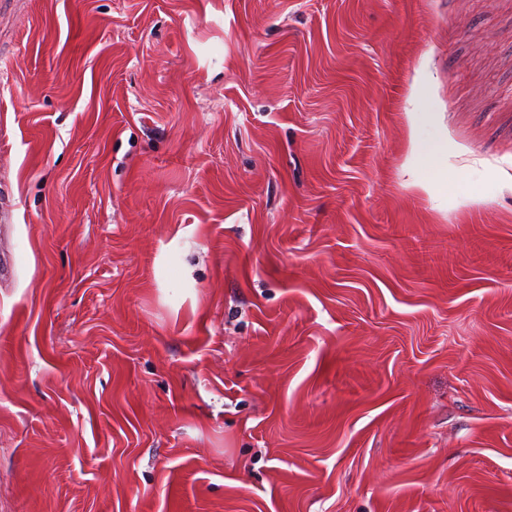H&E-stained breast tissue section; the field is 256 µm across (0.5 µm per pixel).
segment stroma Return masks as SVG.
I'll list each match as a JSON object with an SVG mask.
<instances>
[{
	"label": "stroma",
	"instance_id": "1",
	"mask_svg": "<svg viewBox=\"0 0 512 512\" xmlns=\"http://www.w3.org/2000/svg\"><path fill=\"white\" fill-rule=\"evenodd\" d=\"M0 512H512V0H0ZM410 100L415 104L411 110L405 112L407 128V163L411 167L436 142L447 140L448 133L440 131L430 138L425 137V128L432 125L431 112L427 111L422 97L418 93L417 84H412Z\"/></svg>",
	"mask_w": 512,
	"mask_h": 512
}]
</instances>
